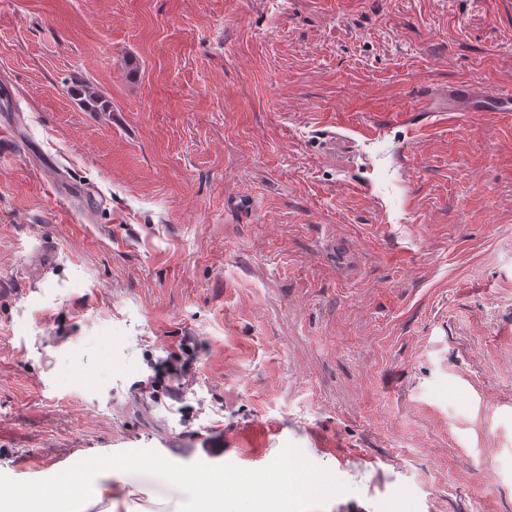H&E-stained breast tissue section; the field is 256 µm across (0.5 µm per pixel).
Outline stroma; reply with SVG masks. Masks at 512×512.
<instances>
[{
    "label": "stroma",
    "instance_id": "1",
    "mask_svg": "<svg viewBox=\"0 0 512 512\" xmlns=\"http://www.w3.org/2000/svg\"><path fill=\"white\" fill-rule=\"evenodd\" d=\"M456 84L512 90V0H0V487L512 512V112ZM70 92L79 98L81 104L94 112H105L109 107L108 101L95 89L85 84H75L70 88ZM188 344L179 343L177 350L171 349L166 359L156 366L154 376L139 395V400L148 407L149 401L159 405L164 398L181 401L191 390L195 372L191 368L192 353ZM229 476L231 479H235V482L239 484L238 478L231 474L225 473L223 474V481L219 482L218 489L210 492V490L204 489V487H198V507L195 509L196 512H223L224 511V496L226 499H231L232 501L239 502L241 506V510L238 512H249L247 500L249 496L241 497L239 496L230 486H226V483H229ZM226 482V483H225Z\"/></svg>",
    "mask_w": 512,
    "mask_h": 512
}]
</instances>
